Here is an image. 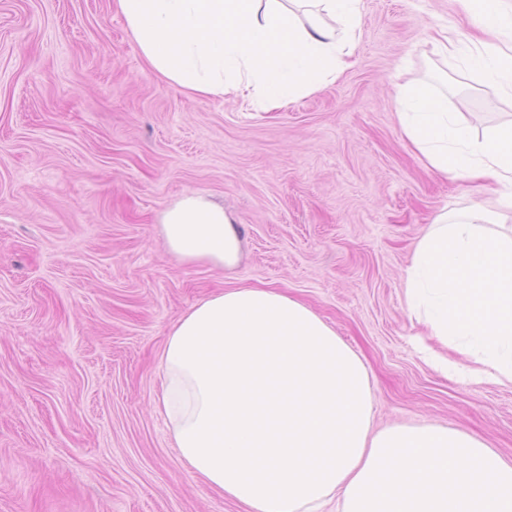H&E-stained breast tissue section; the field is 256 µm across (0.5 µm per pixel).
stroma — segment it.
Instances as JSON below:
<instances>
[{
	"instance_id": "stroma-1",
	"label": "stroma",
	"mask_w": 512,
	"mask_h": 512,
	"mask_svg": "<svg viewBox=\"0 0 512 512\" xmlns=\"http://www.w3.org/2000/svg\"><path fill=\"white\" fill-rule=\"evenodd\" d=\"M475 31L456 0H362L334 83L267 110L253 90L195 97L144 59L114 0H0V512H244L177 456L155 413L165 338L202 298L277 289L362 359L372 425L438 424L512 461V384L436 369L404 301L418 240L443 209L496 196L430 172L395 89L425 84L471 135L512 94L432 41ZM223 204L239 263H186L162 213Z\"/></svg>"
}]
</instances>
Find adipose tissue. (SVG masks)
Listing matches in <instances>:
<instances>
[{
    "label": "adipose tissue",
    "mask_w": 512,
    "mask_h": 512,
    "mask_svg": "<svg viewBox=\"0 0 512 512\" xmlns=\"http://www.w3.org/2000/svg\"><path fill=\"white\" fill-rule=\"evenodd\" d=\"M145 60L172 85L205 97L254 89L286 105L343 71L361 26V0H116ZM489 34L472 74L512 94V14L503 0H460ZM401 125L431 171L487 181L512 209V122L473 139L423 85L396 87ZM181 260L234 266L235 220L184 194L162 215ZM156 408L182 460L247 512H512V462L459 429L370 427L371 391L359 356L301 301L232 288L195 304L170 328Z\"/></svg>",
    "instance_id": "ef3b65f1"
}]
</instances>
